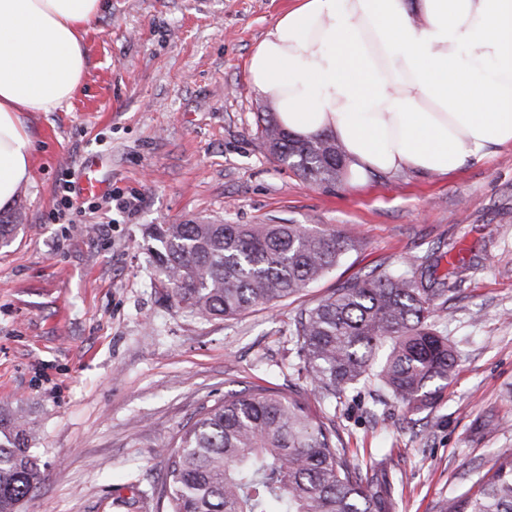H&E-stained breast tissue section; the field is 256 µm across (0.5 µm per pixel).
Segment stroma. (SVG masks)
Masks as SVG:
<instances>
[{
    "label": "stroma",
    "mask_w": 512,
    "mask_h": 512,
    "mask_svg": "<svg viewBox=\"0 0 512 512\" xmlns=\"http://www.w3.org/2000/svg\"><path fill=\"white\" fill-rule=\"evenodd\" d=\"M291 0H106L83 35L80 90L28 112L32 179L0 248V405L21 414L44 480L25 512H162L163 451L202 407L246 386L313 385L293 317L340 284L463 263L437 327L458 351L431 405L374 383L338 400L349 461L393 484L394 512H440L512 454V148L444 176L404 169L318 186L263 148L246 61ZM107 152L100 196L59 218L54 190ZM305 224L354 232L345 260L275 308L229 319L176 310L150 224Z\"/></svg>",
    "instance_id": "obj_1"
}]
</instances>
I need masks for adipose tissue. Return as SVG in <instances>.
I'll return each instance as SVG.
<instances>
[{"label": "adipose tissue", "instance_id": "adipose-tissue-1", "mask_svg": "<svg viewBox=\"0 0 512 512\" xmlns=\"http://www.w3.org/2000/svg\"><path fill=\"white\" fill-rule=\"evenodd\" d=\"M104 0H0V209L31 177L26 112L79 90ZM295 136L328 134L351 183L448 174L512 145V0H298L247 64Z\"/></svg>", "mask_w": 512, "mask_h": 512}]
</instances>
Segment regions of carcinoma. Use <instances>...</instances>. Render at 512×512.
Masks as SVG:
<instances>
[{
  "label": "carcinoma",
  "mask_w": 512,
  "mask_h": 512,
  "mask_svg": "<svg viewBox=\"0 0 512 512\" xmlns=\"http://www.w3.org/2000/svg\"><path fill=\"white\" fill-rule=\"evenodd\" d=\"M260 138L281 165L318 186L346 176L336 138H297L275 113ZM156 269L177 309L202 319L241 316L302 293L355 247L353 237L304 224H153ZM441 258L416 256L411 274L345 282L293 318V336L321 409L302 396L244 387L182 426L165 455L167 512H392L391 488L347 460L325 411L355 384L376 381L411 410L448 385L457 351L436 327L448 316ZM44 480L25 422L0 407V512H20ZM448 499L441 512H512V455Z\"/></svg>",
  "instance_id": "carcinoma-1"
}]
</instances>
